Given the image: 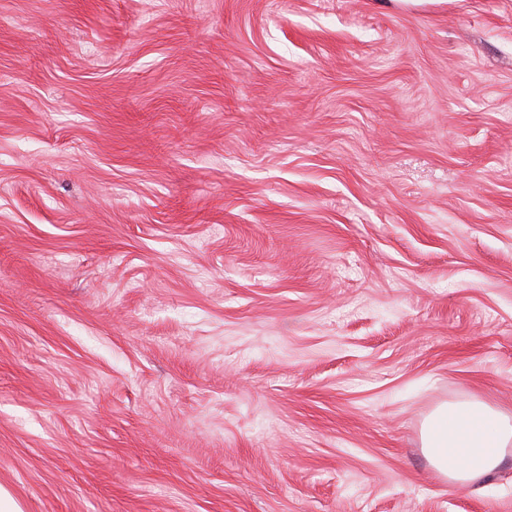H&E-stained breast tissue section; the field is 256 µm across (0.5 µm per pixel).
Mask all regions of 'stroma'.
Returning <instances> with one entry per match:
<instances>
[{"instance_id": "stroma-1", "label": "stroma", "mask_w": 512, "mask_h": 512, "mask_svg": "<svg viewBox=\"0 0 512 512\" xmlns=\"http://www.w3.org/2000/svg\"><path fill=\"white\" fill-rule=\"evenodd\" d=\"M512 0H0L21 512H512ZM421 447L448 481L480 482L499 469L512 447V414L479 399L443 403L425 419Z\"/></svg>"}]
</instances>
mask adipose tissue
Wrapping results in <instances>:
<instances>
[{
	"instance_id": "adipose-tissue-1",
	"label": "adipose tissue",
	"mask_w": 512,
	"mask_h": 512,
	"mask_svg": "<svg viewBox=\"0 0 512 512\" xmlns=\"http://www.w3.org/2000/svg\"><path fill=\"white\" fill-rule=\"evenodd\" d=\"M421 447L432 468L450 482H480L512 449V414L479 399L441 404L422 425Z\"/></svg>"
}]
</instances>
